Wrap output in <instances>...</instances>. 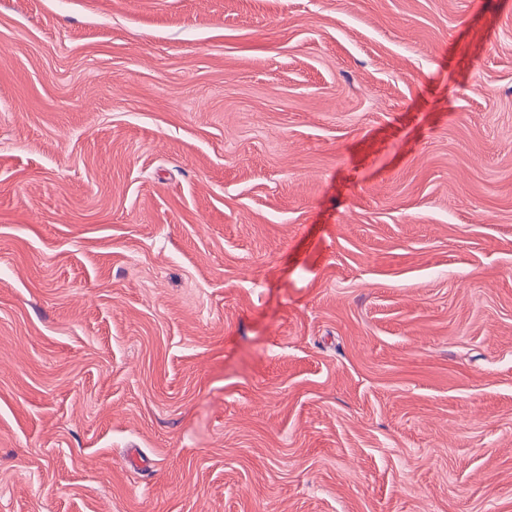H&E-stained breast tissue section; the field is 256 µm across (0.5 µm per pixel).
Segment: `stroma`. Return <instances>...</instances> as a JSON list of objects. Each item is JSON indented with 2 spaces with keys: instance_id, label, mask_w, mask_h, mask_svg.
<instances>
[{
  "instance_id": "35a3bbf8",
  "label": "stroma",
  "mask_w": 512,
  "mask_h": 512,
  "mask_svg": "<svg viewBox=\"0 0 512 512\" xmlns=\"http://www.w3.org/2000/svg\"><path fill=\"white\" fill-rule=\"evenodd\" d=\"M0 512H512V0H0Z\"/></svg>"
}]
</instances>
